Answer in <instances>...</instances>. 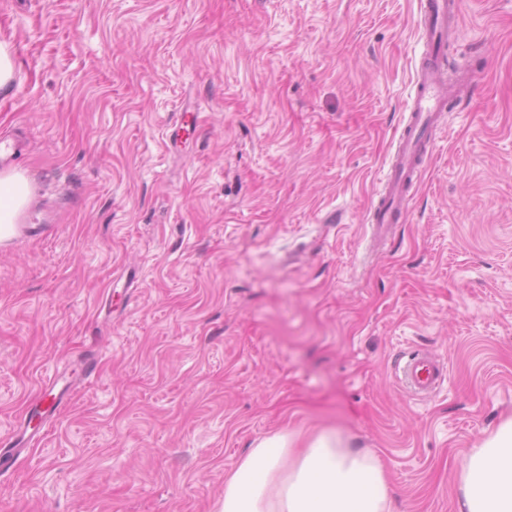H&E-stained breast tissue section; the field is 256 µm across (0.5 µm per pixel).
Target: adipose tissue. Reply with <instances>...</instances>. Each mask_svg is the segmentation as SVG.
Returning a JSON list of instances; mask_svg holds the SVG:
<instances>
[{
  "label": "adipose tissue",
  "instance_id": "adipose-tissue-1",
  "mask_svg": "<svg viewBox=\"0 0 512 512\" xmlns=\"http://www.w3.org/2000/svg\"><path fill=\"white\" fill-rule=\"evenodd\" d=\"M30 192L23 173H0V241ZM295 442L287 433L256 441L224 482L223 512H391L384 471L369 452L333 430L299 450ZM458 512H512V417L465 456Z\"/></svg>",
  "mask_w": 512,
  "mask_h": 512
}]
</instances>
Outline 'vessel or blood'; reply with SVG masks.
Segmentation results:
<instances>
[{"label": "vessel or blood", "instance_id": "b4317fda", "mask_svg": "<svg viewBox=\"0 0 512 512\" xmlns=\"http://www.w3.org/2000/svg\"><path fill=\"white\" fill-rule=\"evenodd\" d=\"M420 9V37L427 50L417 70L410 112L399 130L395 150L370 211V222L380 238L385 237L389 225L400 223L407 210L408 190L431 151L450 96L437 59L458 20L459 0H420ZM396 371L399 383L409 393L420 397L435 391L446 376L444 363L420 350L403 353ZM77 382L56 375L46 378L31 408L32 419L44 422L54 419L58 411L70 403ZM40 440L39 429L32 427L30 421L17 423L12 434L0 440V474L11 468L24 449Z\"/></svg>", "mask_w": 512, "mask_h": 512}]
</instances>
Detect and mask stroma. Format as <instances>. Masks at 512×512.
Returning <instances> with one entry per match:
<instances>
[{"label":"stroma","mask_w":512,"mask_h":512,"mask_svg":"<svg viewBox=\"0 0 512 512\" xmlns=\"http://www.w3.org/2000/svg\"><path fill=\"white\" fill-rule=\"evenodd\" d=\"M419 0H0V438L47 372L98 376L0 476V512H221L254 441L341 431L395 512H456L512 415V0H460L467 87L385 240ZM200 111L167 149L175 115ZM411 348L447 368L398 382ZM30 192V184L20 171L0 173V241L12 234ZM399 383L412 395L424 397L444 381L446 366L435 356L420 350L404 352L396 364Z\"/></svg>","instance_id":"1"}]
</instances>
